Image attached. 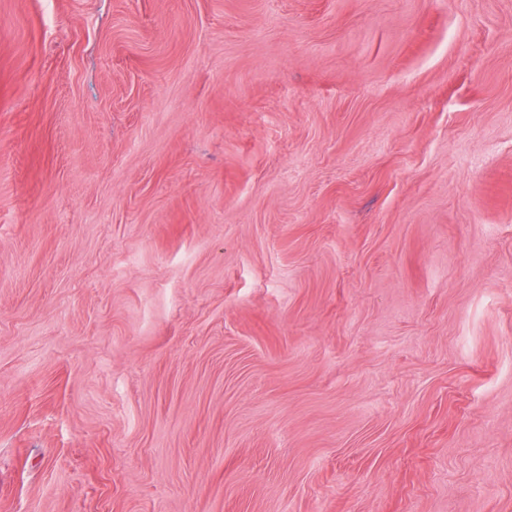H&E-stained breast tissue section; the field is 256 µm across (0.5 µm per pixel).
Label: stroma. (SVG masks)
Masks as SVG:
<instances>
[{
  "label": "stroma",
  "instance_id": "1",
  "mask_svg": "<svg viewBox=\"0 0 512 512\" xmlns=\"http://www.w3.org/2000/svg\"><path fill=\"white\" fill-rule=\"evenodd\" d=\"M0 512H512V0H0Z\"/></svg>",
  "mask_w": 512,
  "mask_h": 512
}]
</instances>
